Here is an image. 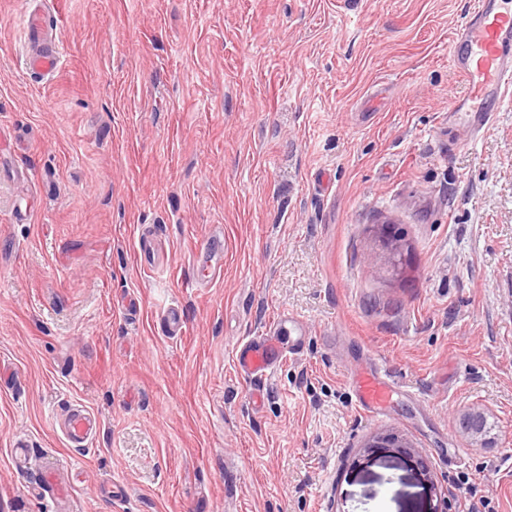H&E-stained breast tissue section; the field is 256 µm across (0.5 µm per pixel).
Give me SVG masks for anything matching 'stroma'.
Here are the masks:
<instances>
[{"label": "stroma", "instance_id": "stroma-1", "mask_svg": "<svg viewBox=\"0 0 512 512\" xmlns=\"http://www.w3.org/2000/svg\"><path fill=\"white\" fill-rule=\"evenodd\" d=\"M473 2L0 0V512H512V102L448 116ZM282 312L307 335L238 374ZM44 22L41 14L32 11L26 15L21 29L24 42L27 43L26 68L42 75L43 78L51 77L58 72L63 58L59 44L50 48L38 44V33ZM277 357V347L267 339H254L240 345L234 353L238 371L248 376H262L271 368ZM359 387L362 406L370 409H380L392 391V385L381 367H376L371 377L363 380ZM89 417L86 414L75 413L63 422V433L67 440L76 447H85L89 441Z\"/></svg>", "mask_w": 512, "mask_h": 512}]
</instances>
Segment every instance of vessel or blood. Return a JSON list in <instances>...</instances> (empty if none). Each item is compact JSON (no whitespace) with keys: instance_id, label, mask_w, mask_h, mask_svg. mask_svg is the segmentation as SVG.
<instances>
[{"instance_id":"b4317fda","label":"vessel or blood","mask_w":512,"mask_h":512,"mask_svg":"<svg viewBox=\"0 0 512 512\" xmlns=\"http://www.w3.org/2000/svg\"><path fill=\"white\" fill-rule=\"evenodd\" d=\"M44 18L29 12L21 33L27 45L25 65L45 77L59 71L61 47H43L37 35ZM450 57L455 73L465 83L468 93L454 99L450 114L460 116L471 133H480L497 111L512 96V0H475L465 22L451 37ZM277 357V347L267 339H254L240 345L234 353L238 371L248 376L266 374ZM363 407L381 408L386 403L391 384L383 369H375L360 385ZM89 418L75 413L63 422L67 440L78 447L89 440Z\"/></svg>"}]
</instances>
